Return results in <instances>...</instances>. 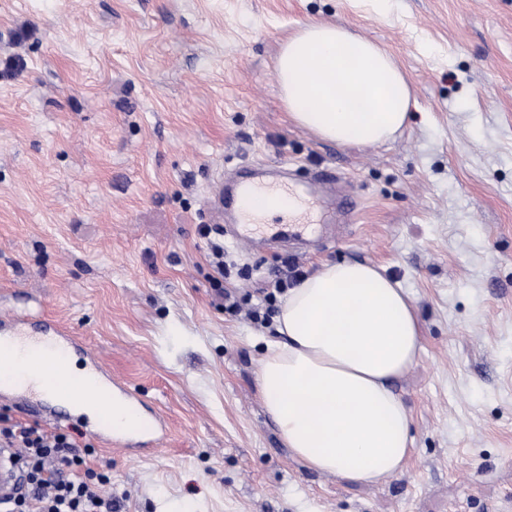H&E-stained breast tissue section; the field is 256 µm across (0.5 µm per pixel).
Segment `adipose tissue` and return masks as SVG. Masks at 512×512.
Here are the masks:
<instances>
[{
    "mask_svg": "<svg viewBox=\"0 0 512 512\" xmlns=\"http://www.w3.org/2000/svg\"><path fill=\"white\" fill-rule=\"evenodd\" d=\"M275 71L291 119L321 139L373 146L409 117L411 88L392 56L344 28L289 35ZM276 330L257 383L294 456L349 482L403 472L410 415L392 382L422 346L407 291L375 265L326 262L289 289Z\"/></svg>",
    "mask_w": 512,
    "mask_h": 512,
    "instance_id": "1",
    "label": "adipose tissue"
}]
</instances>
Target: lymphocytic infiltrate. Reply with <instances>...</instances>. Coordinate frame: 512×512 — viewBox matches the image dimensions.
<instances>
[{
    "mask_svg": "<svg viewBox=\"0 0 512 512\" xmlns=\"http://www.w3.org/2000/svg\"><path fill=\"white\" fill-rule=\"evenodd\" d=\"M301 276L293 263L287 270H272V291L265 294L263 306L253 305L250 295L225 290L224 308L264 322L274 310L276 293L297 284ZM0 448L11 451L21 473L18 492L0 502V512H117L118 504L107 489L110 479L88 465L86 458L94 448L82 441L80 432L52 431L36 422L1 423Z\"/></svg>",
    "mask_w": 512,
    "mask_h": 512,
    "instance_id": "1",
    "label": "lymphocytic infiltrate"
}]
</instances>
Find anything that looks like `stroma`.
I'll list each match as a JSON object with an SVG mask.
<instances>
[{
  "mask_svg": "<svg viewBox=\"0 0 512 512\" xmlns=\"http://www.w3.org/2000/svg\"><path fill=\"white\" fill-rule=\"evenodd\" d=\"M311 23L403 70L393 139L291 121L274 65ZM257 164L330 171L356 216L303 247L225 239L224 288L352 261L413 298V451L383 483L293 456L257 385L276 328L213 287L197 227ZM28 298L165 423L155 448L94 445L121 512H512V0H0V314Z\"/></svg>",
  "mask_w": 512,
  "mask_h": 512,
  "instance_id": "1",
  "label": "stroma"
}]
</instances>
